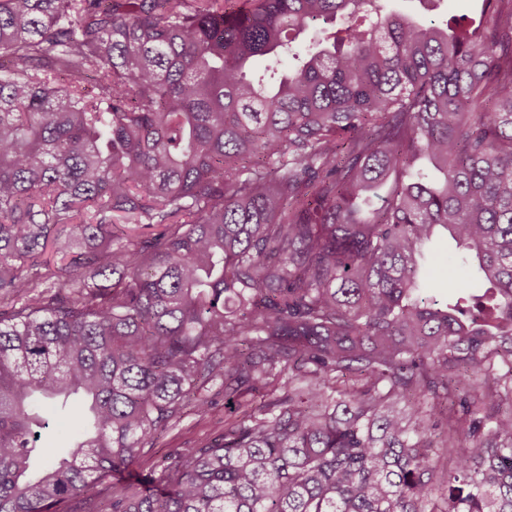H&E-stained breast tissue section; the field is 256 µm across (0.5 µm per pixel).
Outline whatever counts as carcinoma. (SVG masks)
Listing matches in <instances>:
<instances>
[{
	"mask_svg": "<svg viewBox=\"0 0 512 512\" xmlns=\"http://www.w3.org/2000/svg\"><path fill=\"white\" fill-rule=\"evenodd\" d=\"M483 2L469 31L0 0V512H512V0ZM220 394L162 489L108 482ZM44 416L49 419L50 427L43 432L40 441L42 448H59L77 431V427L73 423L61 419L51 409H45Z\"/></svg>",
	"mask_w": 512,
	"mask_h": 512,
	"instance_id": "1",
	"label": "carcinoma"
}]
</instances>
